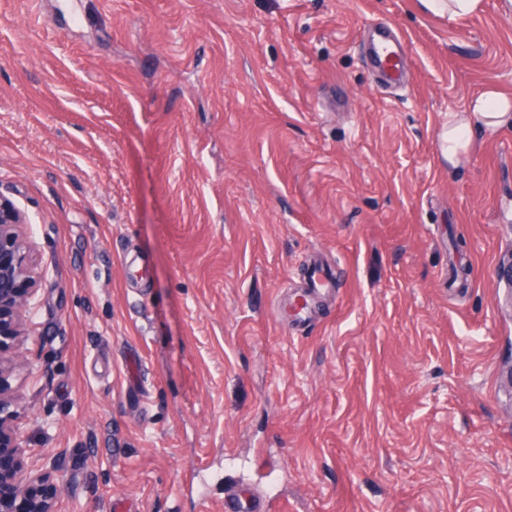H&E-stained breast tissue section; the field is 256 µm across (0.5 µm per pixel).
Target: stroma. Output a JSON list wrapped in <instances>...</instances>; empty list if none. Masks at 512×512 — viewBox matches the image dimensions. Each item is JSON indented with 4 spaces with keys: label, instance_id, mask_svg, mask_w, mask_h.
<instances>
[{
    "label": "stroma",
    "instance_id": "obj_1",
    "mask_svg": "<svg viewBox=\"0 0 512 512\" xmlns=\"http://www.w3.org/2000/svg\"><path fill=\"white\" fill-rule=\"evenodd\" d=\"M492 86L512 0H0L39 257L13 384L58 512H512V128L454 173L438 144ZM428 10L435 14L445 15L452 20L466 17L477 11L481 0H421ZM375 62L384 74L388 75L390 79L396 81L401 77L400 65L401 57L394 51L391 46L385 42L380 41L374 47Z\"/></svg>",
    "mask_w": 512,
    "mask_h": 512
}]
</instances>
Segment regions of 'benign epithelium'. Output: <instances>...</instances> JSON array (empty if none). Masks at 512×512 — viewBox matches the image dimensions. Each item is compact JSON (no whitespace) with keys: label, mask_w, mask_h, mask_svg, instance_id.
<instances>
[{"label":"benign epithelium","mask_w":512,"mask_h":512,"mask_svg":"<svg viewBox=\"0 0 512 512\" xmlns=\"http://www.w3.org/2000/svg\"><path fill=\"white\" fill-rule=\"evenodd\" d=\"M23 215L0 194V458L11 466L0 468V512H56L57 485L50 476H23L24 449L20 439L16 396L10 374L16 365L9 341L24 334L27 316L38 306L33 271L35 258L23 240Z\"/></svg>","instance_id":"1"}]
</instances>
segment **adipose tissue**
I'll return each mask as SVG.
<instances>
[{"label":"adipose tissue","instance_id":"adipose-tissue-1","mask_svg":"<svg viewBox=\"0 0 512 512\" xmlns=\"http://www.w3.org/2000/svg\"><path fill=\"white\" fill-rule=\"evenodd\" d=\"M512 124V96L490 89L469 100L464 111L449 121L441 140V152L449 165H457L469 153L479 135Z\"/></svg>","mask_w":512,"mask_h":512}]
</instances>
